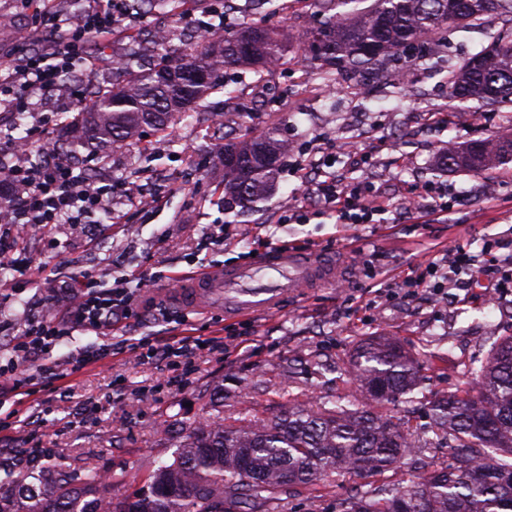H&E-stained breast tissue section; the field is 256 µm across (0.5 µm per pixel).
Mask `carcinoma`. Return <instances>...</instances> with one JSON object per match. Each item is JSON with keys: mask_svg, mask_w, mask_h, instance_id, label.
Wrapping results in <instances>:
<instances>
[{"mask_svg": "<svg viewBox=\"0 0 512 512\" xmlns=\"http://www.w3.org/2000/svg\"><path fill=\"white\" fill-rule=\"evenodd\" d=\"M324 15L307 34L311 60L328 72L352 78L385 72L398 53L427 44L451 23L484 21L512 14V0H314ZM259 32L250 53L237 50L242 33ZM285 59L279 34L258 19L236 31L199 41L177 58L165 57L147 71L129 59L112 64L127 78L97 92L94 111L83 119L70 151L79 145H122L139 130L163 132L171 116L200 102L224 82L232 67L278 64ZM450 94L458 100L493 104L512 96V32L471 55L450 71ZM242 160L224 168V195L246 206L266 196L288 154L279 128L224 142ZM274 156L267 167L260 152ZM512 159V136L450 149L448 168L477 172ZM352 375L363 404H338L311 411L288 405L274 422H224L223 405L210 401L213 419L168 422L184 431L173 460L150 472L142 485L121 495L125 483L91 465L62 474L50 470L30 481L23 471L0 481V512H224V504L267 503L338 470L377 475L411 457L419 445L403 423L382 411L388 402L413 393L418 363L390 338L358 347ZM437 429L448 437L454 463L419 475L401 488H384L381 497L361 495L346 512H512V336L496 343L471 387L445 394L430 406Z\"/></svg>", "mask_w": 512, "mask_h": 512, "instance_id": "carcinoma-1", "label": "carcinoma"}]
</instances>
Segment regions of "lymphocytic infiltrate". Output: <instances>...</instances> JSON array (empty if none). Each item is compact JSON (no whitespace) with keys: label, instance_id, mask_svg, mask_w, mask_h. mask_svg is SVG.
Listing matches in <instances>:
<instances>
[{"label":"lymphocytic infiltrate","instance_id":"lymphocytic-infiltrate-1","mask_svg":"<svg viewBox=\"0 0 512 512\" xmlns=\"http://www.w3.org/2000/svg\"><path fill=\"white\" fill-rule=\"evenodd\" d=\"M80 2L79 9L73 10L60 6L58 0H24L34 24L48 27L49 33L24 32L22 54L0 56V107L31 113L37 111L42 96L71 91L76 68L90 71L95 67L87 46L110 43L113 32L131 26L135 12L131 0ZM0 153L11 158L9 164L0 166V183L7 186L0 197V215L16 231L29 224L48 229L86 224L93 218L101 224L111 223V185H99L77 173L58 156L54 142L44 138L34 146L28 138H12L0 143ZM302 196L318 198L321 215L339 224H368L390 208L388 199L369 185L351 186L335 175L305 186ZM151 285V280L142 279L133 291L102 288L83 296L57 318L28 321L13 357L0 364V393L34 384L35 375L24 373L23 364L40 360L60 337L117 327L131 316L135 291Z\"/></svg>","mask_w":512,"mask_h":512}]
</instances>
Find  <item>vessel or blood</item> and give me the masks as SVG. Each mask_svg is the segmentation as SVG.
I'll return each mask as SVG.
<instances>
[{"mask_svg":"<svg viewBox=\"0 0 512 512\" xmlns=\"http://www.w3.org/2000/svg\"><path fill=\"white\" fill-rule=\"evenodd\" d=\"M342 278L335 256L266 249L245 263L194 273L178 289L177 299L195 311L221 307L237 315L270 313L289 295Z\"/></svg>","mask_w":512,"mask_h":512,"instance_id":"1","label":"vessel or blood"}]
</instances>
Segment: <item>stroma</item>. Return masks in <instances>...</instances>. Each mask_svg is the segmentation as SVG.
<instances>
[{
    "mask_svg": "<svg viewBox=\"0 0 512 512\" xmlns=\"http://www.w3.org/2000/svg\"><path fill=\"white\" fill-rule=\"evenodd\" d=\"M237 2L225 18L227 30L263 15L267 27L293 36L287 61L258 73L228 70L225 89L204 107L175 117L165 134L147 128L129 144L69 154L88 178L113 184L115 221L61 224L50 236L36 226L18 239L10 229L0 230L1 237L13 239L16 258L34 263L33 269L0 277V357L9 358V345L28 316L50 318L61 305L45 282L48 270L75 284L107 288L132 271L192 274L237 265L248 261L255 241L272 234L287 248L352 252L347 285L310 289L275 314L232 319L220 310L190 313L178 335L202 336L210 344L186 358L151 361L122 352L124 339L162 330L140 302L120 328L61 338L43 364L66 371V378L26 397L13 416L0 409L7 420L0 426L1 477L34 462L65 469L86 462L138 484L158 463L171 460L182 437L168 426V416L178 412L189 420L205 414L210 392L223 391L229 422L269 423L289 403L361 399L350 368L358 346L372 336L394 339L418 360L416 402L399 401L387 411L422 433L433 425L426 402L467 387L493 345L512 336V291L496 292L480 265L486 253H512V161L477 173L451 171L443 163L449 147L512 133V100L491 106L462 102L451 97L448 85L449 71L488 46L503 20L443 30L430 59L397 63L408 80L396 86L367 75L329 76L305 59L301 38L320 22L309 0L286 9L276 0ZM223 4L186 0L181 13L153 14L131 33L115 34L109 46H89L97 61L94 81H111L113 61L133 50L140 52L141 65L154 63L159 53L143 46L157 22L173 33L164 53L180 54L185 32L195 31L212 7ZM217 112L223 126L240 135L278 125L291 147L274 192L251 207L238 206L220 186L222 142L210 135V117ZM312 170L352 183L369 181L394 203L409 192L422 197L440 188L452 206L427 224L391 212L369 224H336L313 212L305 222H291L295 190ZM135 183L148 186L150 208L126 193ZM218 231L223 244L210 245ZM454 243L477 261L461 287L403 298L396 286L406 274L442 261ZM98 347L108 348L105 358L71 370L82 351ZM84 402L94 412L81 411ZM450 462L442 442L433 440L417 449L409 465L372 477L337 472L258 512H344L352 495L408 484L412 473Z\"/></svg>",
    "mask_w": 512,
    "mask_h": 512,
    "instance_id": "1",
    "label": "stroma"
}]
</instances>
